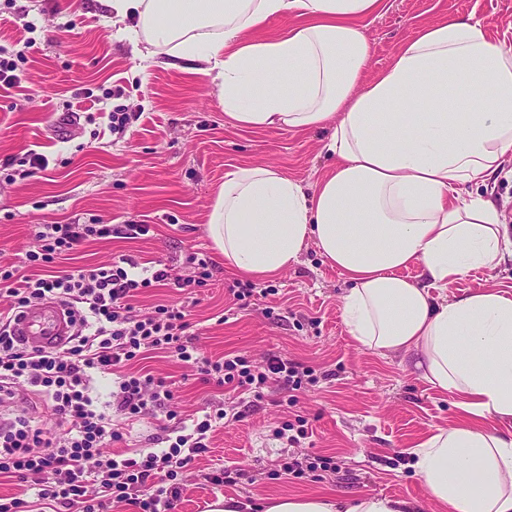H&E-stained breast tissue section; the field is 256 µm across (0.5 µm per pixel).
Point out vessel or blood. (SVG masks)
I'll list each match as a JSON object with an SVG mask.
<instances>
[{
	"label": "vessel or blood",
	"instance_id": "1",
	"mask_svg": "<svg viewBox=\"0 0 512 512\" xmlns=\"http://www.w3.org/2000/svg\"><path fill=\"white\" fill-rule=\"evenodd\" d=\"M77 316L57 300H44L17 314L11 326L18 344L27 350H51L63 346L73 336Z\"/></svg>",
	"mask_w": 512,
	"mask_h": 512
}]
</instances>
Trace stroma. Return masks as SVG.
<instances>
[{"label": "stroma", "instance_id": "1", "mask_svg": "<svg viewBox=\"0 0 512 512\" xmlns=\"http://www.w3.org/2000/svg\"><path fill=\"white\" fill-rule=\"evenodd\" d=\"M468 16L484 20L494 41L512 46V0H384L366 22L372 45L366 78L385 69L418 26ZM29 21L35 28L17 65L21 82L0 85V265H20L36 249V225L100 220L112 225V236L62 255L57 267L122 257L142 267L165 264L190 280V288L149 289L137 297L136 314H150L161 303L184 305L205 356L236 353L259 363L282 354L320 375L296 392L271 384L264 399L243 403L227 387L203 381L196 368L147 353L132 370L166 378L174 398L166 411L123 425L110 454L160 447L183 421L223 410L232 421L214 427L206 452L178 473L182 494L174 512H212L225 497L257 503L324 493L405 499L438 512L409 466V451L454 421L451 395L425 382L412 357L354 344L342 311L350 283L315 244L288 270L257 279L264 293L244 306L231 292L238 275L225 267L208 236L226 170L269 164L313 185L331 165L323 151L327 131L235 125L224 114L217 82L160 60L144 67L121 35L124 22L113 20L98 0H0V45L15 48ZM110 112L130 115L122 136L110 132ZM32 150L45 154L49 165L19 177ZM128 224H146L150 231L129 239L123 232ZM198 251L212 262L201 287L193 284L197 271L190 261ZM483 288L512 292V263L473 270L447 294ZM10 413L42 431L57 429L52 409L27 388H18ZM301 419L308 437L290 446L279 432ZM308 455L333 458L336 467L300 478L281 470L282 459ZM217 465L240 470L236 483L206 482Z\"/></svg>", "mask_w": 512, "mask_h": 512}]
</instances>
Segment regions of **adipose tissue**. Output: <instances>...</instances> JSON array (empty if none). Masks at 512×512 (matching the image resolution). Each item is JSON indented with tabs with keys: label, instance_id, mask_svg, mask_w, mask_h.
Returning a JSON list of instances; mask_svg holds the SVG:
<instances>
[{
	"label": "adipose tissue",
	"instance_id": "obj_1",
	"mask_svg": "<svg viewBox=\"0 0 512 512\" xmlns=\"http://www.w3.org/2000/svg\"><path fill=\"white\" fill-rule=\"evenodd\" d=\"M101 2L117 18L136 17L125 33L148 44L145 60H187L215 76L236 125L330 127L323 150L331 167L313 187L273 166L225 171L209 216L213 245L230 271L268 277L315 243L351 283L343 318L354 343L411 354L423 379L455 398L456 420L410 451L427 500L440 512H512V295H446L469 271L512 260L496 205L461 193L486 184L512 153V48L477 19L428 24L369 80L362 21L383 0ZM286 13L297 26L258 37ZM413 267L417 277H407ZM258 512L423 506L285 496Z\"/></svg>",
	"mask_w": 512,
	"mask_h": 512
}]
</instances>
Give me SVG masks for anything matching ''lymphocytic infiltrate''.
I'll return each instance as SVG.
<instances>
[{"mask_svg":"<svg viewBox=\"0 0 512 512\" xmlns=\"http://www.w3.org/2000/svg\"><path fill=\"white\" fill-rule=\"evenodd\" d=\"M111 235L108 224H41L35 233L37 250L25 255L34 273L0 268V298L11 299L9 306H0V401L13 398L24 385L41 395L59 420L51 435L23 418L0 426V476L33 477L37 498L68 512H100L110 502H132L141 512H172L182 492L179 470L206 451L208 432L225 415L206 416L168 447L99 461L101 448L123 437L113 413L132 421L173 398L165 379L124 373L127 362L150 351L168 352L195 366L205 379L258 400L272 383L301 389L314 382V371L279 355L256 366L234 353L215 360L201 356L182 306L159 304L148 317H137L133 300L138 294L174 284L169 268L136 271L112 263L54 270L56 256ZM46 299L75 307L79 330L59 349L26 351L11 336L8 320L13 312ZM113 373L119 381L116 410L109 413L98 407L91 382L94 376Z\"/></svg>","mask_w":512,"mask_h":512,"instance_id":"1","label":"lymphocytic infiltrate"}]
</instances>
